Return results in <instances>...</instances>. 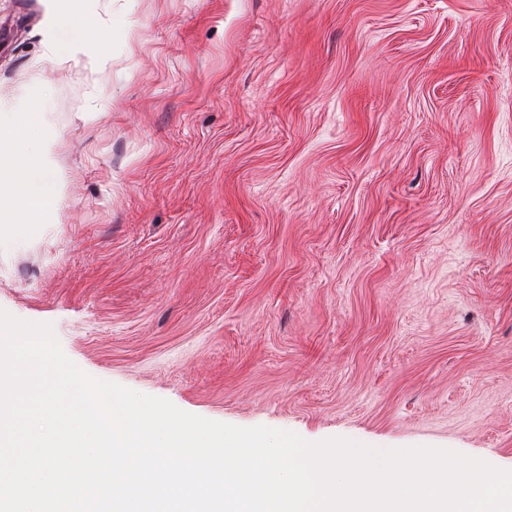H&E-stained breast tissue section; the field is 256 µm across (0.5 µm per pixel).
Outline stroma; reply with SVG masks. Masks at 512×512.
Returning <instances> with one entry per match:
<instances>
[{
	"mask_svg": "<svg viewBox=\"0 0 512 512\" xmlns=\"http://www.w3.org/2000/svg\"><path fill=\"white\" fill-rule=\"evenodd\" d=\"M99 67L0 0L49 213L0 309L87 375L310 442L512 470V0H93Z\"/></svg>",
	"mask_w": 512,
	"mask_h": 512,
	"instance_id": "obj_1",
	"label": "stroma"
}]
</instances>
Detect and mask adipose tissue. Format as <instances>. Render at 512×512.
<instances>
[{"label": "adipose tissue", "mask_w": 512, "mask_h": 512, "mask_svg": "<svg viewBox=\"0 0 512 512\" xmlns=\"http://www.w3.org/2000/svg\"><path fill=\"white\" fill-rule=\"evenodd\" d=\"M50 23L45 35L51 53L76 55L87 52L93 41L81 36L76 28V12H88L90 0H47ZM39 121L35 112L21 114L0 109V160L11 157L25 144L29 130ZM12 189L9 197L0 196V212H46L52 210L60 193V185L52 176L47 151L30 154L20 171L9 174Z\"/></svg>", "instance_id": "ef3b65f1"}]
</instances>
